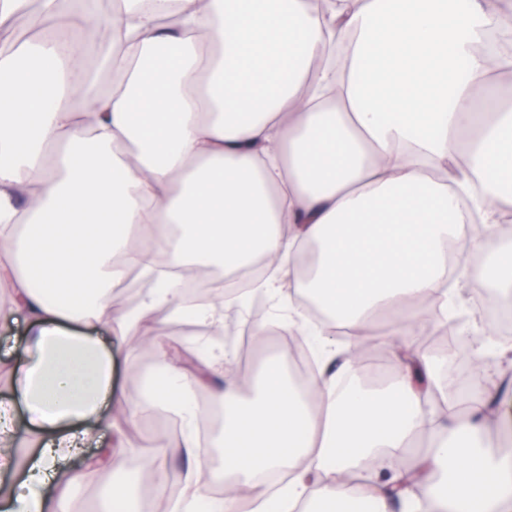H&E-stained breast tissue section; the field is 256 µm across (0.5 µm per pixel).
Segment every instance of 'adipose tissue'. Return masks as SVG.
Listing matches in <instances>:
<instances>
[{
	"label": "adipose tissue",
	"instance_id": "obj_1",
	"mask_svg": "<svg viewBox=\"0 0 512 512\" xmlns=\"http://www.w3.org/2000/svg\"><path fill=\"white\" fill-rule=\"evenodd\" d=\"M28 15L36 37L0 56V319L26 321L28 363L10 387L40 453L15 463L0 405V477L14 483L0 512H63L85 478L67 461L93 443V465H111L130 416L163 406L182 431L148 464L173 447L194 459L174 512H237L242 490L252 512L336 500L512 512V456L479 443L494 388L430 409L439 363L420 344L449 281L512 296V247L493 241L512 218V108L498 83L512 56L476 50L512 27V0H120L101 21L41 0ZM475 220L481 233L466 229ZM259 258L289 327L307 326L297 287L346 333L396 308L394 369L366 382L360 357L321 328L317 403L276 365L247 401L211 384L230 489L217 498L197 436L202 375L166 358L163 386L131 395L102 335L180 315L219 327L220 308L186 307L176 271L232 274ZM127 266L147 286L131 311L111 286ZM375 462L389 479L366 478ZM271 470L288 474L277 497Z\"/></svg>",
	"mask_w": 512,
	"mask_h": 512
}]
</instances>
